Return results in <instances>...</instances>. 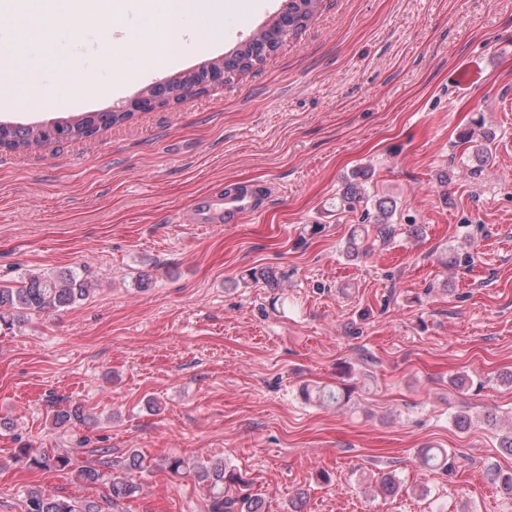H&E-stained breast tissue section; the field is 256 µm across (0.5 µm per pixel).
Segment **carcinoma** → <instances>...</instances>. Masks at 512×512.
I'll return each instance as SVG.
<instances>
[{
    "instance_id": "obj_1",
    "label": "carcinoma",
    "mask_w": 512,
    "mask_h": 512,
    "mask_svg": "<svg viewBox=\"0 0 512 512\" xmlns=\"http://www.w3.org/2000/svg\"><path fill=\"white\" fill-rule=\"evenodd\" d=\"M321 4V0H283V6L277 18L271 24L241 42L236 49L224 55V73L226 81L243 73L266 59L267 55L276 51L282 44L298 35L313 17ZM212 76L211 69L205 66L191 70L177 77V81L194 83L207 88ZM134 116L132 112H88L72 122L67 119L50 122L59 127V132L68 134V140L90 137L102 128L123 123ZM45 125L7 124L0 126V140H6L11 150H29L44 144L48 133ZM462 140L471 144L472 153L479 165L470 174L482 175L489 159V144L493 141L490 134L474 138L468 132ZM364 172H357L344 181L340 194V207L352 209L355 204L366 199ZM376 239L387 242L393 233L392 217L397 210V202L391 197L382 196L375 199ZM91 291V283L87 277V269L68 270L60 273L40 271L24 273L20 285L15 288L0 287V323L10 326L25 317L50 315L69 307L84 299ZM305 398L311 397L323 405L339 406L349 399V395L340 390L321 388L316 393L309 389L302 390ZM83 419L82 409L78 405L55 410L53 424L57 427L67 426ZM16 457L26 460L33 468H50L66 470L73 466L69 454L51 455L37 452L29 447L16 449ZM419 464L429 471L448 472L452 470L453 461L443 449L423 448L418 452ZM168 470L173 475L189 473L207 492L208 512H268L265 499L251 490V483L236 469L223 460H208L189 463L180 456H169L156 463L136 450L127 453L125 459L111 466L109 473L93 467L78 471V476L88 484L104 481L109 484L112 505L135 496L139 491L136 475L150 472L156 466ZM26 512H103V508L94 500H75L62 498L41 490H30L26 495Z\"/></svg>"
}]
</instances>
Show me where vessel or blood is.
Instances as JSON below:
<instances>
[{
	"label": "vessel or blood",
	"instance_id": "b4317fda",
	"mask_svg": "<svg viewBox=\"0 0 512 512\" xmlns=\"http://www.w3.org/2000/svg\"><path fill=\"white\" fill-rule=\"evenodd\" d=\"M271 198L262 183L241 184L199 196L190 208L195 224H239L257 216Z\"/></svg>",
	"mask_w": 512,
	"mask_h": 512
}]
</instances>
